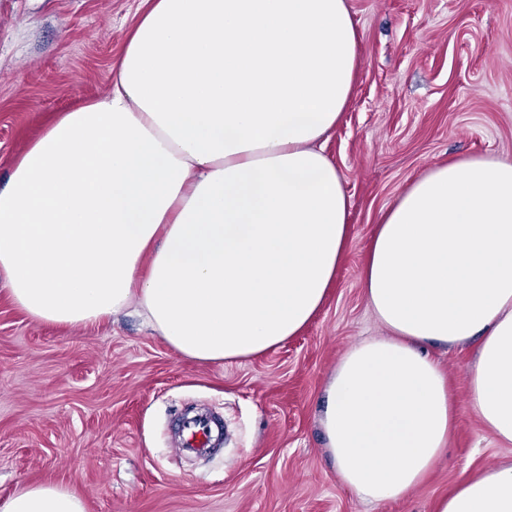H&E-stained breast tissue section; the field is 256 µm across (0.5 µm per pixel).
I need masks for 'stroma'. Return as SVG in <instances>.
<instances>
[{
  "label": "stroma",
  "mask_w": 512,
  "mask_h": 512,
  "mask_svg": "<svg viewBox=\"0 0 512 512\" xmlns=\"http://www.w3.org/2000/svg\"><path fill=\"white\" fill-rule=\"evenodd\" d=\"M360 34L353 96L324 143L350 197L352 240L322 310L267 353L221 366L173 351L132 311L85 328L40 323L0 289V495L25 482L86 512H435L512 462L467 405L472 346L431 348L457 423L431 475L399 502L343 484L320 422L346 350L383 335L360 287L381 211L460 156L512 161V0H348ZM145 0H0V183L53 113L107 93ZM224 420L221 453L186 463L171 422L190 405Z\"/></svg>",
  "instance_id": "obj_1"
}]
</instances>
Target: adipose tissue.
Segmentation results:
<instances>
[{"label": "adipose tissue", "mask_w": 512, "mask_h": 512, "mask_svg": "<svg viewBox=\"0 0 512 512\" xmlns=\"http://www.w3.org/2000/svg\"><path fill=\"white\" fill-rule=\"evenodd\" d=\"M348 0H150L102 97L57 113L0 187V283L32 319L87 327L140 309L182 356L273 350L324 306L350 202L321 141L346 112ZM361 288L386 333L352 345L322 424L362 502L405 499L456 424L431 346L477 340L471 409L512 447V161L427 169L382 214ZM0 512H85L23 483ZM435 512H512V465Z\"/></svg>", "instance_id": "adipose-tissue-1"}]
</instances>
